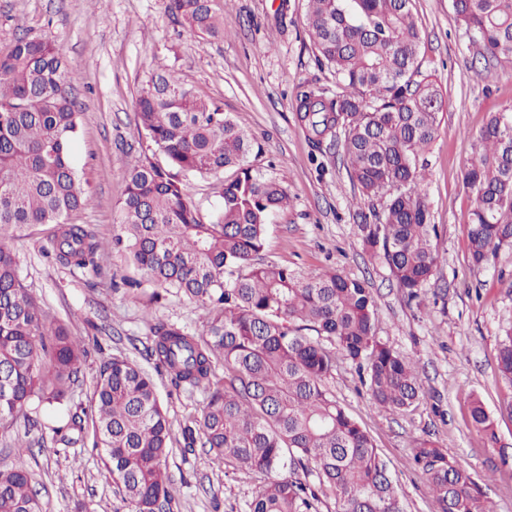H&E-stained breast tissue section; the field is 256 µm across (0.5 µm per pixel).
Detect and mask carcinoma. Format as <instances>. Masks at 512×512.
Here are the masks:
<instances>
[{
    "mask_svg": "<svg viewBox=\"0 0 512 512\" xmlns=\"http://www.w3.org/2000/svg\"><path fill=\"white\" fill-rule=\"evenodd\" d=\"M452 7L483 57L512 63V0H452ZM168 9L193 36L224 35V0H168ZM305 20L318 60L336 70V90L301 86L296 111L317 147L343 133L350 180L361 198L381 202L373 217H361L362 241L416 299L439 262L418 160L436 137L442 98L421 71L412 0H305ZM76 82L49 40L23 34L0 56V226L55 224L46 257L97 274L94 230L69 221L90 203L71 154ZM135 112L139 133L165 164L146 157L130 167L115 244L148 283L175 289L204 311L199 333L159 321L150 327L155 367L175 386L205 394L200 415L182 429L186 447L198 444L268 475L247 512H319L324 488L336 512H405L372 439L325 385L339 351L365 361L376 405L403 412L419 398L413 359L375 335L377 306L366 283L338 271L299 277L264 261L268 224L288 206V193L282 181L246 166L252 139L222 105L162 70L140 91ZM232 168L214 219L203 222L183 180ZM462 183L471 198L470 262L480 268L489 252L512 246V110L492 113L475 137ZM19 265L0 243V422L25 414L35 398L67 403L88 355L66 326L49 322ZM218 357L221 387L212 382ZM497 362L512 384V327ZM471 419L490 429L478 399ZM89 423L129 512H164L173 499V430L154 377L126 357L105 362L89 407L68 411L51 427L52 441L74 445ZM414 460L441 512H491L471 473L431 442L415 449ZM0 512H43L27 470L0 468Z\"/></svg>",
    "mask_w": 512,
    "mask_h": 512,
    "instance_id": "cac0c4a2",
    "label": "carcinoma"
}]
</instances>
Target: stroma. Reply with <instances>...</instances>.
<instances>
[{
	"label": "stroma",
	"mask_w": 512,
	"mask_h": 512,
	"mask_svg": "<svg viewBox=\"0 0 512 512\" xmlns=\"http://www.w3.org/2000/svg\"><path fill=\"white\" fill-rule=\"evenodd\" d=\"M422 34V69L441 86L445 105L435 141L421 155L436 276L420 300L407 301L385 261L365 250L354 189L341 141L314 147L295 112L300 85L335 88L333 70L321 66L308 36L304 0H224V35L194 37L167 0H0V55L22 34L42 37L61 50L77 77L79 117L73 158L90 205L74 215L102 245L99 274L72 270L44 257L53 224L0 226V241L19 254L20 279L50 318L69 325L89 349L73 405H88L103 363L124 355L153 372L160 401L181 433L205 401L199 391L172 386L146 351L150 325L163 321L201 330L199 302L155 292L112 238L121 222L128 168L154 149L137 129L135 100L152 71L169 69L202 97L221 103L256 141L251 168L279 178L288 205L274 217L263 257L301 276L336 270L366 281L377 305L376 334L412 357L423 386L404 413L377 406L358 365L337 356L326 386L371 436L386 460L406 512H440L413 461L428 440L467 468L495 512H512V384L497 371V347L512 327V246L470 265L467 214L471 200L461 175L475 136L491 113L512 106V63L476 60L451 0H414ZM122 279L140 288L119 287ZM480 399L493 434L476 428L470 402ZM0 426V464L28 469L46 512H126L101 449L91 443L55 445L48 410ZM26 443L18 451V443ZM168 471L176 489L166 512H245L264 477L217 462L208 449L175 442Z\"/></svg>",
	"instance_id": "stroma-1"
}]
</instances>
